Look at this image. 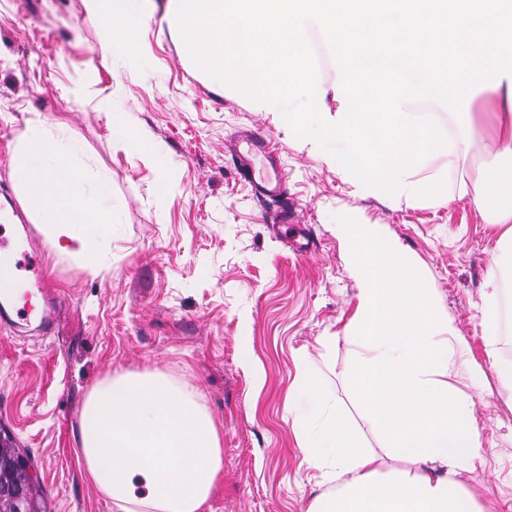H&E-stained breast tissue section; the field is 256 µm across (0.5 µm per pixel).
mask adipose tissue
I'll return each mask as SVG.
<instances>
[{"mask_svg": "<svg viewBox=\"0 0 512 512\" xmlns=\"http://www.w3.org/2000/svg\"><path fill=\"white\" fill-rule=\"evenodd\" d=\"M168 0V19L199 66L217 83L251 85L268 98L301 96L320 110L326 90L308 65L306 36L320 25L340 64L344 106L325 130L330 160L357 186L391 168L393 188L410 189L409 168L435 141L434 129L410 114L426 93L446 99L465 124L483 99L495 128L490 142L512 156V0ZM86 15L106 24L104 53L131 49L150 0H84ZM295 46L289 73L258 63L261 54ZM78 148L56 138L48 120L28 123L11 176L27 207L50 224L57 254L92 257L112 233V204L89 189ZM469 202L505 225L501 257L486 274L481 318L486 336L500 333L497 302L504 269L512 270V193L472 184ZM358 272L354 358L346 374L369 423L386 436L394 457L418 465L379 477L377 457L357 447L335 404L297 414L300 450L334 489L311 512H496L463 489L459 476L482 464L469 400L447 382L455 335L436 324L432 296L399 283L397 243L349 224L336 227ZM79 452L88 481L118 512H204L222 468L218 425L194 394L157 371L127 372L98 383L79 424ZM145 495H137L134 478Z\"/></svg>", "mask_w": 512, "mask_h": 512, "instance_id": "ef3b65f1", "label": "adipose tissue"}]
</instances>
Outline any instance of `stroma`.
<instances>
[{
	"label": "stroma",
	"instance_id": "stroma-1",
	"mask_svg": "<svg viewBox=\"0 0 512 512\" xmlns=\"http://www.w3.org/2000/svg\"><path fill=\"white\" fill-rule=\"evenodd\" d=\"M153 0L127 53L103 54L101 24L83 0H0V213L22 243V223L41 244L49 228L23 203L10 164L28 120L47 119L76 143L90 182L112 199V235L93 262L48 250L57 324L0 330V430L34 464L52 512H117L85 477L78 449L83 402L101 380L160 371L193 392L220 429L221 477L207 512H307L326 492L299 447L295 411L316 398L336 402L358 443L386 473L406 462L385 455L345 370L359 282L337 225L356 224L401 247L403 272L438 305L463 352L452 384L475 404L484 463L462 483L512 512V394L494 365L512 361V338L481 328L486 271L504 227L487 223L466 195L479 177L512 182V158L487 148L484 130L465 129L461 149L438 139L412 169L433 195L391 190L371 179L357 190L324 160L322 126L336 118L337 68L317 73L327 90L306 134L242 85L209 81ZM245 129L276 148L278 170L297 205L294 224L273 228L271 202L255 197L228 150ZM147 135L158 166L117 144L114 133ZM167 189H160V182ZM250 335L253 366L240 359ZM335 337L325 345V337ZM305 360L315 393L289 402Z\"/></svg>",
	"mask_w": 512,
	"mask_h": 512
}]
</instances>
